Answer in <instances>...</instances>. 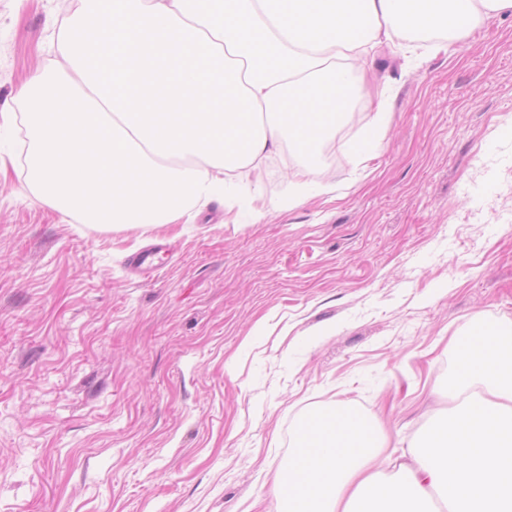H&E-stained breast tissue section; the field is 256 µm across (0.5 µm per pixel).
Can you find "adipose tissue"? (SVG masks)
Instances as JSON below:
<instances>
[{
    "instance_id": "adipose-tissue-1",
    "label": "adipose tissue",
    "mask_w": 512,
    "mask_h": 512,
    "mask_svg": "<svg viewBox=\"0 0 512 512\" xmlns=\"http://www.w3.org/2000/svg\"><path fill=\"white\" fill-rule=\"evenodd\" d=\"M512 0H78L57 34L69 71L33 72L27 166L41 202L87 222L150 228L229 196L272 154L335 123L348 60L401 29L445 36ZM503 333L471 336L434 422L395 475L375 470L374 426L345 409L302 431L276 485L288 512H512V351Z\"/></svg>"
}]
</instances>
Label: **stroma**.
I'll use <instances>...</instances> for the list:
<instances>
[{
	"label": "stroma",
	"mask_w": 512,
	"mask_h": 512,
	"mask_svg": "<svg viewBox=\"0 0 512 512\" xmlns=\"http://www.w3.org/2000/svg\"><path fill=\"white\" fill-rule=\"evenodd\" d=\"M63 14L0 0V104L61 63ZM375 71L389 125H350L325 193L289 203L282 153L190 224L51 209L0 128V512H280L309 417L377 422L384 466L448 418L466 337L512 331V15ZM150 244L166 266L130 273Z\"/></svg>",
	"instance_id": "stroma-1"
}]
</instances>
